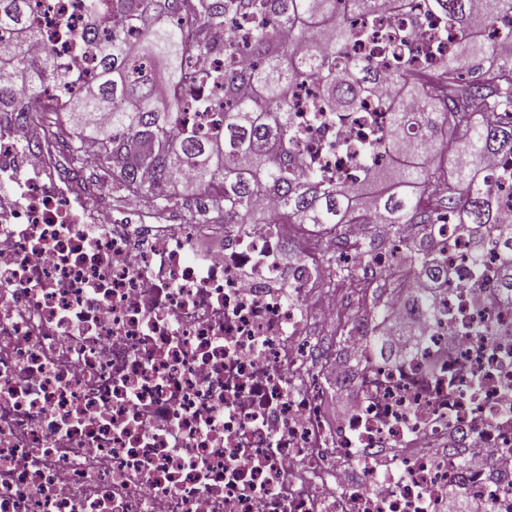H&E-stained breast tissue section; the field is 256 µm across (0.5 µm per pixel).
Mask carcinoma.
Listing matches in <instances>:
<instances>
[{"label": "carcinoma", "instance_id": "1", "mask_svg": "<svg viewBox=\"0 0 512 512\" xmlns=\"http://www.w3.org/2000/svg\"><path fill=\"white\" fill-rule=\"evenodd\" d=\"M113 2L138 27L137 61L125 36L112 33L100 45L94 81L56 116L54 136L73 172L81 171L80 141L91 139L100 144L101 167L130 198L165 210L190 187L206 196L208 208L189 212L191 224H365L362 253L381 244L374 225H388L402 247L391 249L392 271L381 279L338 264L333 274L340 283L372 284L381 294L396 290L414 315L429 319L442 317L437 296L452 284L443 256L448 244L435 241L447 212L470 242L475 271L486 245H499L497 288L512 303V208L499 206L497 178L486 167L492 156L512 157V28L490 42L480 34L512 16V0H428L459 34L454 57L434 72L421 71L390 36L397 57L387 73L377 58L348 54L349 42L368 39L348 19L359 14L371 24L382 11H406L408 0ZM233 16L248 22L250 38L225 40L224 69L207 76L186 58L184 31L169 20L186 19L204 55L214 51L207 31ZM0 30L11 33L14 46L13 56L0 60V113H12L20 127L40 122L53 114V104L34 114L28 99L58 78V68L48 55L37 62L28 57L37 37L29 0H0ZM216 81L224 91L218 124L205 133L183 126L182 113L203 84ZM308 81L323 112H357L373 96L388 113L379 146L389 159L367 168L354 192L324 180L297 149L290 109ZM430 157L440 166L428 167ZM261 195L272 214L254 209ZM396 272L418 277L424 288L407 291Z\"/></svg>", "mask_w": 512, "mask_h": 512}]
</instances>
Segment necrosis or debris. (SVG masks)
I'll return each instance as SVG.
<instances>
[{
	"instance_id": "4bbe7bcc",
	"label": "necrosis or debris",
	"mask_w": 512,
	"mask_h": 512,
	"mask_svg": "<svg viewBox=\"0 0 512 512\" xmlns=\"http://www.w3.org/2000/svg\"><path fill=\"white\" fill-rule=\"evenodd\" d=\"M105 21L85 37L92 9ZM30 56L68 74L61 102L93 77L112 0H31ZM410 33L433 67L453 29L411 0L379 14ZM44 98V99H47ZM44 99H30L40 110ZM294 102L296 145L325 177L356 187L359 148L383 112ZM0 512H512V304L499 295L497 250L484 275L467 240L448 249L454 289L439 321H410L400 295L385 318L346 336L348 369L313 332H336L345 299L316 290L310 257L286 262L280 224H207L95 205L97 186L57 161L44 127L0 115ZM413 322L421 348L378 357L373 335ZM352 392L336 423L320 374Z\"/></svg>"
}]
</instances>
